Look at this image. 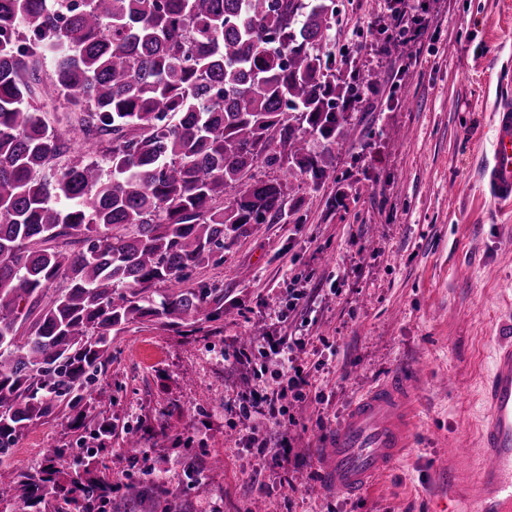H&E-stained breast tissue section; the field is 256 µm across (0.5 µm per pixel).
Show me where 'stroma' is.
Wrapping results in <instances>:
<instances>
[{
    "label": "stroma",
    "instance_id": "35a3bbf8",
    "mask_svg": "<svg viewBox=\"0 0 512 512\" xmlns=\"http://www.w3.org/2000/svg\"><path fill=\"white\" fill-rule=\"evenodd\" d=\"M430 24L399 32L390 55L374 33L387 0H336L332 50L362 73L388 74L386 92H362L349 142L316 139L330 178L313 190L288 188L281 220L256 224L197 269L192 287H219L230 311L196 329L146 316L112 338V362L96 387L110 404L88 401L85 427L61 414L31 426L11 447L14 467L40 464L63 448L84 459L87 425L111 416L117 429L97 456L119 488L151 465L169 489L139 512H443L448 478L470 472L459 449L477 445L479 398L512 320V209L479 187L490 149L492 108L512 96V0H410ZM352 183L347 198L337 181ZM303 291L294 300L293 290ZM297 334V358L313 392L283 399L278 419L242 418V393L274 386L280 369L265 358V334ZM412 365L415 439L394 467L350 498L320 481L325 433L367 388ZM135 430L143 453L124 448ZM267 440L257 456L253 438ZM292 445L277 455L281 438ZM204 463L187 477L188 455ZM223 465L207 468L211 457Z\"/></svg>",
    "mask_w": 512,
    "mask_h": 512
}]
</instances>
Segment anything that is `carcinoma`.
Returning <instances> with one entry per match:
<instances>
[{
    "label": "carcinoma",
    "mask_w": 512,
    "mask_h": 512,
    "mask_svg": "<svg viewBox=\"0 0 512 512\" xmlns=\"http://www.w3.org/2000/svg\"><path fill=\"white\" fill-rule=\"evenodd\" d=\"M335 23V0H83L65 17L0 0V455L41 419L83 417L126 325L224 318V291L191 273L282 217L290 179L322 187L310 138L349 139L360 81L384 82L336 70ZM126 490L166 494L146 471ZM112 491L93 451L78 469L63 448L0 461L16 512L59 493L106 512Z\"/></svg>",
    "instance_id": "cac0c4a2"
}]
</instances>
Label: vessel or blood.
I'll list each match as a JSON object with an SVG mask.
<instances>
[{"label":"vessel or blood","instance_id":"b4317fda","mask_svg":"<svg viewBox=\"0 0 512 512\" xmlns=\"http://www.w3.org/2000/svg\"><path fill=\"white\" fill-rule=\"evenodd\" d=\"M483 194L499 206H512V98L498 100L492 114V140L479 175ZM481 396L489 417L478 431V476L471 487L453 486L458 512H512V340L493 355ZM412 381L405 371L363 393L344 420L323 438L322 476L337 491L357 497L368 480L389 470L413 429Z\"/></svg>","mask_w":512,"mask_h":512}]
</instances>
